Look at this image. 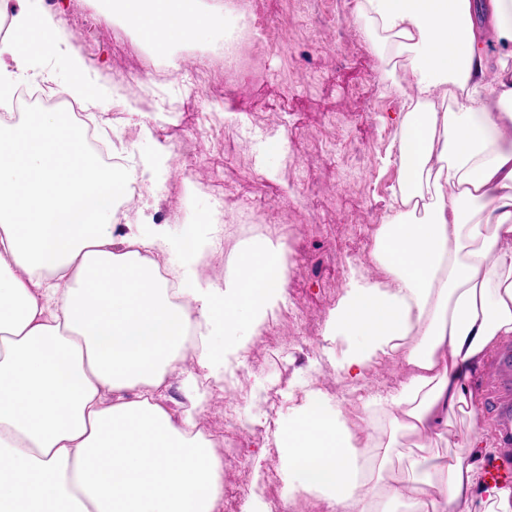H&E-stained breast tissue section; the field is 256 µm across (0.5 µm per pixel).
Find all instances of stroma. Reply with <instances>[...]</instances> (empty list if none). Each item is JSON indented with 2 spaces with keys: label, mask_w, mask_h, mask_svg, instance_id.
I'll list each match as a JSON object with an SVG mask.
<instances>
[{
  "label": "stroma",
  "mask_w": 512,
  "mask_h": 512,
  "mask_svg": "<svg viewBox=\"0 0 512 512\" xmlns=\"http://www.w3.org/2000/svg\"><path fill=\"white\" fill-rule=\"evenodd\" d=\"M251 6L282 23L288 47L268 58L266 82L237 94L224 88L221 35L180 48V61L204 54L209 64L176 77L169 59L134 34L115 50L114 24L99 0H53L49 8L74 35L75 52L105 92L103 107L91 112L104 137L116 141L130 163H140L159 144L176 149L170 168L144 177L143 203L125 211L122 223H151L156 206L165 209L175 236L213 211L227 218L249 207L253 184L265 185L275 200L274 221L288 246L286 301L240 360L236 417L225 418L220 389L198 418L223 457L228 494L217 512H246L257 500L283 512V460L274 432L303 389H321L369 433L376 428L362 416L365 405L395 394L407 379L403 362L394 358L351 381L340 368V351L330 350L325 339L327 318L353 270L381 277L367 261L368 250H353L351 226L363 225L372 243L391 214L397 171L385 159L405 99L385 73L388 43L351 24L347 0H318L309 10L296 0H251ZM272 136L281 139V153L267 150ZM202 372L192 352L169 372L165 404L174 415L189 404L186 378ZM472 384L482 393L480 409L472 417L457 415L439 443L449 456L471 462L476 455L464 447L465 434L499 437L494 381L482 371ZM376 430L388 439V426ZM228 440L236 448L231 457L224 454Z\"/></svg>",
  "instance_id": "stroma-1"
}]
</instances>
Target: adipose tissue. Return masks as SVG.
<instances>
[{
	"instance_id": "1",
	"label": "adipose tissue",
	"mask_w": 512,
	"mask_h": 512,
	"mask_svg": "<svg viewBox=\"0 0 512 512\" xmlns=\"http://www.w3.org/2000/svg\"><path fill=\"white\" fill-rule=\"evenodd\" d=\"M144 44L169 55L224 26L200 0H102ZM357 17L412 66L414 95L387 157L396 206L370 258L383 278L351 280L325 336L362 377L403 356L408 378L381 403L395 430L437 440L475 415L470 381L512 337V0H358ZM495 52H488V41ZM60 54L69 94L103 92L54 18L26 0L0 56ZM495 83H487L490 66ZM136 167H102L83 125L43 110L0 118V512H215L224 494L213 443L197 430L193 393L173 417L167 370L197 354L215 382L284 303L279 237L241 246L213 282L201 267L207 224L142 229L115 221ZM177 258L172 280L150 256ZM288 501L323 496L331 512H512V487L462 458L408 454L421 490L375 488L389 451L360 435L325 394L300 396L275 433Z\"/></svg>"
}]
</instances>
